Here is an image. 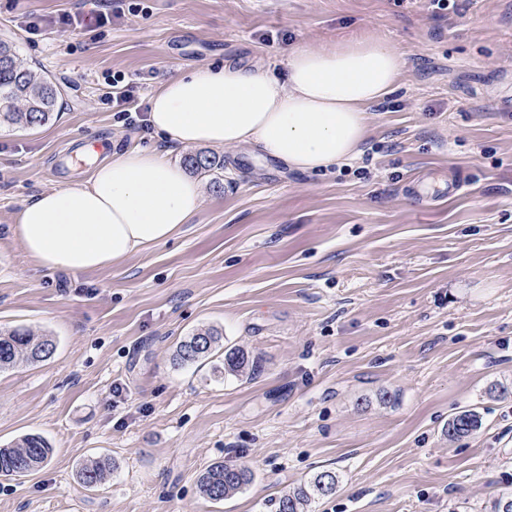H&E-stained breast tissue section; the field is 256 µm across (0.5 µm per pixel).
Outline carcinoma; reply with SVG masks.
<instances>
[{"label":"carcinoma","mask_w":512,"mask_h":512,"mask_svg":"<svg viewBox=\"0 0 512 512\" xmlns=\"http://www.w3.org/2000/svg\"><path fill=\"white\" fill-rule=\"evenodd\" d=\"M60 91L56 84L27 67L13 46L0 40V127H33L48 122L58 111ZM185 166L195 172H207L224 166L216 156L204 152L189 154ZM222 334L209 328L181 341L173 354L172 364L182 367L209 358L220 347ZM56 349L51 336L36 334L27 328L0 330V369L22 359L30 363L45 361ZM255 360L242 347L224 351V372L241 376L255 371ZM481 426L477 411H460L448 421L444 433L453 440L470 435ZM52 453L50 444L37 434L22 437L10 448H0V474L32 473L40 468ZM112 471V460L98 457L85 463L79 478L87 487L101 482ZM251 470L245 466H227L222 462L211 464L199 479L202 493L214 501L232 496L252 481ZM339 477L332 470L314 473L308 481L281 496L276 512H308L314 499L336 492Z\"/></svg>","instance_id":"cac0c4a2"}]
</instances>
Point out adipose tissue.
Returning <instances> with one entry per match:
<instances>
[{"mask_svg":"<svg viewBox=\"0 0 512 512\" xmlns=\"http://www.w3.org/2000/svg\"><path fill=\"white\" fill-rule=\"evenodd\" d=\"M288 77L232 64L198 66L150 97L147 120L181 147H255L289 169L318 172L356 158L368 109L395 91L402 58L361 34L330 47L294 48ZM200 182L160 153L107 152L87 176L24 205L13 239L38 267L84 273L167 243L204 205Z\"/></svg>","mask_w":512,"mask_h":512,"instance_id":"adipose-tissue-1","label":"adipose tissue"}]
</instances>
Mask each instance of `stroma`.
Returning <instances> with one entry per match:
<instances>
[{"mask_svg": "<svg viewBox=\"0 0 512 512\" xmlns=\"http://www.w3.org/2000/svg\"><path fill=\"white\" fill-rule=\"evenodd\" d=\"M94 0H0V39L60 89L56 117L0 129V329L55 337L53 357L0 369V448L37 433L52 455L0 475V512H275L316 471L340 477L310 512H490L512 490V0H112V20L62 29ZM40 18L37 33L28 17ZM403 56L360 157L305 174L215 149L205 202L166 244L72 274L37 267L9 233L40 192L86 175V150L187 151L103 101L124 74L145 108L198 65L286 77L297 46L351 33ZM461 183L455 195L448 185ZM213 327L223 354L174 367ZM482 417L448 440L458 412ZM111 457L96 488L82 464ZM253 482L221 501L212 463ZM256 362L251 359L249 352L243 347H231L224 351V372L234 376H241L247 372H254ZM251 470L245 466H227L224 462L211 464L199 479L202 493L214 501L232 496L252 481Z\"/></svg>", "mask_w": 512, "mask_h": 512, "instance_id": "obj_1", "label": "stroma"}]
</instances>
